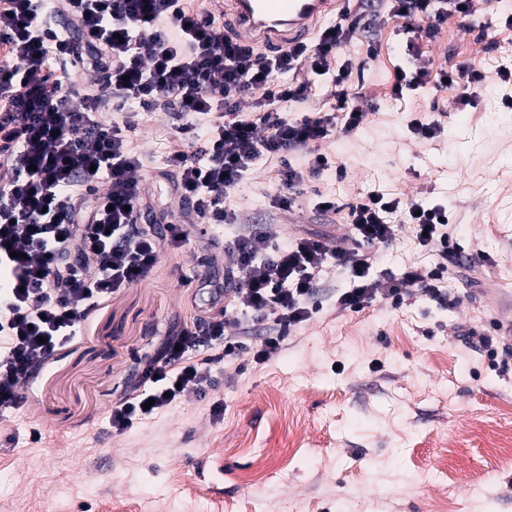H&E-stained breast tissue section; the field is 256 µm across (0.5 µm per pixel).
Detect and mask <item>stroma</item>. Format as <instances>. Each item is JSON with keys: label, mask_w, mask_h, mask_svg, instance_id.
Instances as JSON below:
<instances>
[{"label": "stroma", "mask_w": 512, "mask_h": 512, "mask_svg": "<svg viewBox=\"0 0 512 512\" xmlns=\"http://www.w3.org/2000/svg\"><path fill=\"white\" fill-rule=\"evenodd\" d=\"M510 15L512 0H477L473 13L417 40L406 19L381 15L336 55L362 70L352 104L364 123L321 142L327 169L312 174L308 154L290 157L307 173L299 209L272 206L275 156L260 159L224 201L250 230L279 225L284 245L307 232L341 235L350 205L371 190L399 200L390 217L396 238L379 247L373 269L383 284L406 268L436 266L404 208L441 206L466 259L437 281L442 299L417 294L342 310L347 274H321L318 313L279 354L216 364L221 384L206 397L187 394L108 439L113 399L166 337L190 325L196 306L209 304L189 275H224L205 252L162 253L151 280L105 303L23 385L22 410L0 417V512H512V461L496 438L512 429V364L477 343L512 322V81L485 77L466 107L454 87L392 94L398 70L420 62L512 67ZM332 88L330 76L313 77L305 99L281 103L283 116L329 111ZM420 116L439 124L435 137L410 127ZM136 123L131 147L148 181L173 184L165 159L187 140L172 131L170 112L142 110ZM319 195L335 210H314Z\"/></svg>", "instance_id": "1"}]
</instances>
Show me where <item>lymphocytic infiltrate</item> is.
<instances>
[{"mask_svg":"<svg viewBox=\"0 0 512 512\" xmlns=\"http://www.w3.org/2000/svg\"><path fill=\"white\" fill-rule=\"evenodd\" d=\"M392 15L440 22L473 9V0H379ZM361 13H344L313 46L262 56L225 37L214 15L187 9L184 0H0V412L22 405L18 387L56 347L75 336L113 295L151 278L163 250H211L223 264L224 283L202 278L200 288L227 294L222 308L208 310L192 329L166 344L164 360L151 363L141 381L112 404L109 424L122 435L172 405L183 393L214 388L213 357L190 352L222 347L225 357L245 347L226 328L240 315L271 321L251 348L263 363L282 348L291 328L310 321L317 277L329 265L346 268L351 288L341 309L360 311L376 297L399 301L413 292L438 298L435 286L449 264L462 257L445 233L446 209L409 215L421 245L436 249V269L407 268L380 286L371 278L376 247L396 236L386 216L398 201L372 191L349 207L347 232L333 241L318 236L277 245L274 228L244 231L214 250L195 239L201 224H234L238 215L224 200L264 156L281 159L283 192L274 199L292 208L304 174L292 152L314 151V170L328 167L317 146L335 134L353 133L363 115L349 108L355 67L331 62L360 29ZM62 76H55L56 64ZM333 71L336 106L317 117L290 121L280 103L303 99L310 88L300 71ZM480 71L423 65L400 73L396 97L426 85L437 88L482 82ZM134 101L147 110L176 105L177 129H194L207 117L201 150L168 155L174 191L190 208L166 232L142 223L151 194L130 147L133 116L105 120V111ZM344 123H337V113Z\"/></svg>","mask_w":512,"mask_h":512,"instance_id":"lymphocytic-infiltrate-1","label":"lymphocytic infiltrate"}]
</instances>
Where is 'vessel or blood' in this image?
I'll return each instance as SVG.
<instances>
[{
  "label": "vessel or blood",
  "mask_w": 512,
  "mask_h": 512,
  "mask_svg": "<svg viewBox=\"0 0 512 512\" xmlns=\"http://www.w3.org/2000/svg\"><path fill=\"white\" fill-rule=\"evenodd\" d=\"M344 9V0H224L241 39L268 53L304 43L318 20Z\"/></svg>",
  "instance_id": "1"
}]
</instances>
